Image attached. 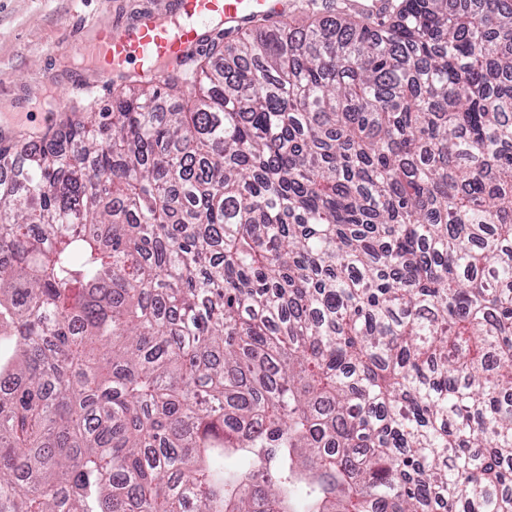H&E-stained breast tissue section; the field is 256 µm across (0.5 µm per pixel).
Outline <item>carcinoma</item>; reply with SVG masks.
<instances>
[{
    "instance_id": "cac0c4a2",
    "label": "carcinoma",
    "mask_w": 512,
    "mask_h": 512,
    "mask_svg": "<svg viewBox=\"0 0 512 512\" xmlns=\"http://www.w3.org/2000/svg\"><path fill=\"white\" fill-rule=\"evenodd\" d=\"M5 342L0 512H512V7L251 30L0 140Z\"/></svg>"
}]
</instances>
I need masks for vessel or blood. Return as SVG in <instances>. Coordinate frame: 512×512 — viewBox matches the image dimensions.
<instances>
[{
    "label": "vessel or blood",
    "mask_w": 512,
    "mask_h": 512,
    "mask_svg": "<svg viewBox=\"0 0 512 512\" xmlns=\"http://www.w3.org/2000/svg\"><path fill=\"white\" fill-rule=\"evenodd\" d=\"M289 6V0H173L164 16L99 31L88 50L102 80L131 67L136 76L156 81L165 76L167 63L185 59L206 30L217 26L235 34L261 19H283Z\"/></svg>",
    "instance_id": "1"
}]
</instances>
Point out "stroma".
Segmentation results:
<instances>
[{
	"mask_svg": "<svg viewBox=\"0 0 512 512\" xmlns=\"http://www.w3.org/2000/svg\"><path fill=\"white\" fill-rule=\"evenodd\" d=\"M171 0H0V122L34 137L62 128L71 109L110 104L121 77L101 82L76 37L165 14ZM98 85L95 96L84 87Z\"/></svg>",
	"mask_w": 512,
	"mask_h": 512,
	"instance_id": "stroma-1",
	"label": "stroma"
}]
</instances>
